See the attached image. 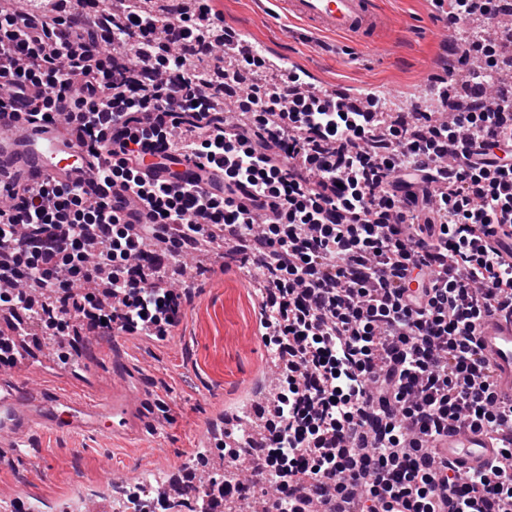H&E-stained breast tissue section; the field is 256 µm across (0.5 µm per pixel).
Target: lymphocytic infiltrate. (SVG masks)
Listing matches in <instances>:
<instances>
[{
    "instance_id": "obj_1",
    "label": "lymphocytic infiltrate",
    "mask_w": 512,
    "mask_h": 512,
    "mask_svg": "<svg viewBox=\"0 0 512 512\" xmlns=\"http://www.w3.org/2000/svg\"><path fill=\"white\" fill-rule=\"evenodd\" d=\"M120 12L95 0H0V113L76 128L86 179L15 181L0 205V367L71 328L165 340L204 242L255 254L258 332L282 363L248 484L272 512H505L512 447L460 471L449 427L512 428L480 352L483 315L512 316V87L437 89L438 112L386 120L375 95L333 103L266 65L207 0ZM217 169L210 188L156 181L171 143Z\"/></svg>"
}]
</instances>
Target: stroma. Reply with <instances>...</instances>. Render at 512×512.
<instances>
[{"label": "stroma", "instance_id": "35a3bbf8", "mask_svg": "<svg viewBox=\"0 0 512 512\" xmlns=\"http://www.w3.org/2000/svg\"><path fill=\"white\" fill-rule=\"evenodd\" d=\"M389 22L379 32L382 53L348 38L312 36L288 21L277 0H209L226 26L245 30L263 44L267 59L282 56L321 89H378L389 112L408 111L422 90L424 74L438 63L444 44L436 30L441 9L434 0H378ZM224 253L212 250L193 276L181 321L163 342L123 333L90 344L87 331L66 341L68 364L42 359L28 347V367L0 368V382L25 388L36 377L50 398L72 394L89 400L112 396V376L142 396L135 435L112 433L109 425L30 431L27 448L0 445V505L41 502L55 512L66 501L91 496L112 510L111 477L136 481L148 474L183 472L188 464H222L218 442L225 419L255 412L257 380L270 353L257 334L258 290L247 270L221 271Z\"/></svg>", "mask_w": 512, "mask_h": 512}]
</instances>
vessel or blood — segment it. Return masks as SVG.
<instances>
[{
	"mask_svg": "<svg viewBox=\"0 0 512 512\" xmlns=\"http://www.w3.org/2000/svg\"><path fill=\"white\" fill-rule=\"evenodd\" d=\"M289 20L299 22L316 35L347 36L368 42L386 23L376 0H279ZM62 148L54 133L33 129L28 118L12 112L0 114V190L14 178L34 183L45 179L63 180L69 172L60 159ZM477 334L482 353L489 359L496 397L512 402V318L485 316ZM75 426L96 424L108 414L113 428L131 432L133 415L141 403L125 390L113 391L111 399L75 400L59 397ZM34 396L9 385H0V442L18 448L27 433L47 423L45 415L34 413ZM448 458L461 468L488 469L498 457L497 445L485 434L470 429L449 431L442 441Z\"/></svg>",
	"mask_w": 512,
	"mask_h": 512,
	"instance_id": "1",
	"label": "vessel or blood"
}]
</instances>
